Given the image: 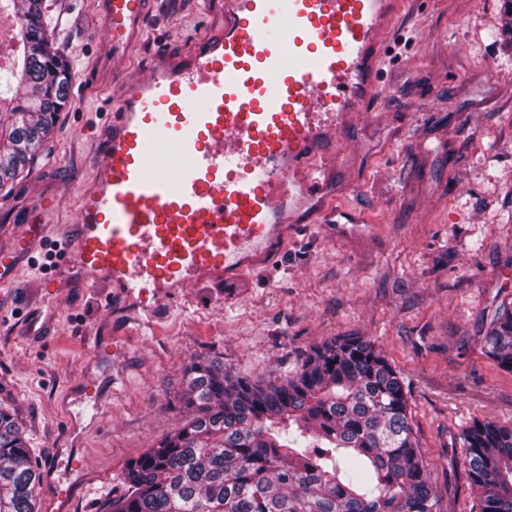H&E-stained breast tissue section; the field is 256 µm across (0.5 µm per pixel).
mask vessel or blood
Segmentation results:
<instances>
[{"instance_id": "vessel-or-blood-1", "label": "vessel or blood", "mask_w": 512, "mask_h": 512, "mask_svg": "<svg viewBox=\"0 0 512 512\" xmlns=\"http://www.w3.org/2000/svg\"><path fill=\"white\" fill-rule=\"evenodd\" d=\"M149 3L97 0L113 66L144 39ZM397 6L224 0L215 34L123 81L74 224L47 233L50 204L36 200L18 249L52 237L50 287L91 281L148 315L174 289L269 266L330 214L336 134L384 96L383 33Z\"/></svg>"}]
</instances>
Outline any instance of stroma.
I'll list each match as a JSON object with an SVG mask.
<instances>
[{
    "instance_id": "1",
    "label": "stroma",
    "mask_w": 512,
    "mask_h": 512,
    "mask_svg": "<svg viewBox=\"0 0 512 512\" xmlns=\"http://www.w3.org/2000/svg\"><path fill=\"white\" fill-rule=\"evenodd\" d=\"M44 4L71 97L0 197V254L13 259L0 271V408L46 474L41 512H97L121 490L128 460L184 421L191 360L279 383L311 348L347 336L397 370L438 512H480L461 433L476 419L512 426V372L485 345L512 300L507 0H405L387 37V96L340 135L336 222L313 225L264 274L178 289L149 329L98 288L45 287L42 248L13 250L36 199L55 204L50 224L74 223L121 79L100 64L94 0ZM223 19L224 0H152L124 76H145L154 54L188 51Z\"/></svg>"
}]
</instances>
